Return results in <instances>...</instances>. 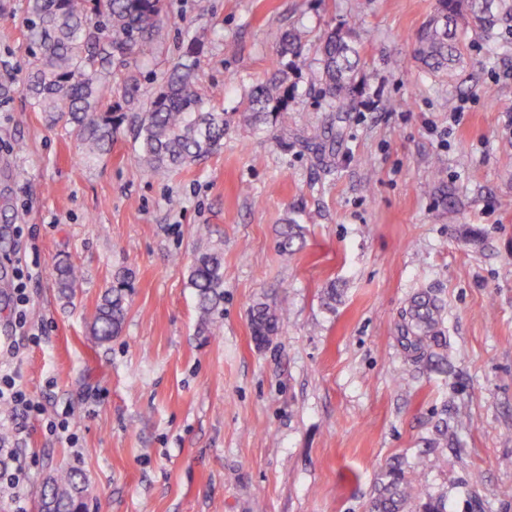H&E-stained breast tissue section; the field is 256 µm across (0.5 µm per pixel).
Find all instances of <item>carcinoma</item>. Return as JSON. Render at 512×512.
<instances>
[{"label":"carcinoma","instance_id":"cac0c4a2","mask_svg":"<svg viewBox=\"0 0 512 512\" xmlns=\"http://www.w3.org/2000/svg\"><path fill=\"white\" fill-rule=\"evenodd\" d=\"M25 40L30 64L22 79V91L33 108L52 123L66 118L75 133L79 155L84 160L110 151L112 140L126 114L106 102L102 80H119L129 102L138 99L140 68L130 59L150 51L166 27L171 25L165 0H24ZM512 21V0H439L438 14L422 29L416 60L433 75L448 76L464 57L465 43L457 28L475 26L490 36L503 22ZM304 32L273 31L278 45L272 76L256 85L243 102L241 115L257 130L288 126L286 57L297 56L304 46ZM324 97L340 112L351 107L359 94L356 82L361 56L351 29H337L320 43ZM201 43L197 36L182 46L178 60L168 70L161 87L133 116L146 171L164 172L183 167L220 149L231 117L220 111L198 78ZM318 161L333 152L334 140L315 135L307 139ZM280 252H292L298 225L287 223L278 231ZM78 271L73 266L58 269L56 285L67 296L76 287ZM189 282L200 309L208 313L222 298L224 261L216 254L198 257L190 267ZM126 314L122 290L112 288L97 307L92 334L99 340L117 335ZM285 319L283 310L259 302L250 310L252 337L261 346L272 341ZM442 305L423 293L405 309L401 347L406 360L426 363L435 370L448 367L447 339L441 330ZM443 464L442 456L430 448L418 456L415 468L426 471ZM79 474L63 468L39 494V509L54 503V512H74L81 504ZM371 512H447L442 496H422L401 465H393L381 478Z\"/></svg>","mask_w":512,"mask_h":512}]
</instances>
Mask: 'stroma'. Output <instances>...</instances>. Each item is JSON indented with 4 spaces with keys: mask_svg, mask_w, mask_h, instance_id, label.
<instances>
[{
    "mask_svg": "<svg viewBox=\"0 0 512 512\" xmlns=\"http://www.w3.org/2000/svg\"><path fill=\"white\" fill-rule=\"evenodd\" d=\"M172 26L140 62L155 92L185 34L203 39L200 79L220 109L265 81L273 29L306 32L288 68V143L232 127L220 152L147 174L129 125L110 152L79 160L66 123L21 90L30 57L23 0H0V281L27 282L35 340L17 358L47 413L71 407L80 453L31 416L26 512L67 466L106 512H370L402 463L448 512H512V28L466 35L463 62L436 77L415 60L438 0H167ZM356 28L366 65L353 108L328 106L317 46ZM464 107L459 125L449 105ZM336 137L330 169L304 139ZM303 228L282 256L277 229ZM224 257V297L202 319L188 282L202 252ZM81 270L72 297L56 270ZM127 276L117 336L90 325ZM340 292L335 307L324 288ZM429 291L443 304L452 372L401 357L402 313ZM259 301L286 312L256 346ZM443 468L416 472L456 410Z\"/></svg>",
    "mask_w": 512,
    "mask_h": 512,
    "instance_id": "stroma-1",
    "label": "stroma"
}]
</instances>
